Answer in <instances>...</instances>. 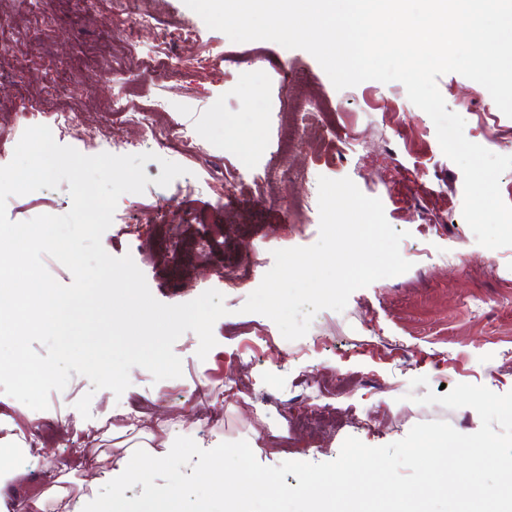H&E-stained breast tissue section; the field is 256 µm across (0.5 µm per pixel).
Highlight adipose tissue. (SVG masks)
Segmentation results:
<instances>
[{"instance_id": "ef3b65f1", "label": "adipose tissue", "mask_w": 512, "mask_h": 512, "mask_svg": "<svg viewBox=\"0 0 512 512\" xmlns=\"http://www.w3.org/2000/svg\"><path fill=\"white\" fill-rule=\"evenodd\" d=\"M125 432L134 433L135 443L119 452L100 453L97 468L89 482L90 491L83 497L82 512H128L124 491L131 482L140 479L143 472L160 463H176L187 455L188 441L176 425L158 424L144 427L140 418L130 419ZM112 487V500H99L96 489L100 484Z\"/></svg>"}]
</instances>
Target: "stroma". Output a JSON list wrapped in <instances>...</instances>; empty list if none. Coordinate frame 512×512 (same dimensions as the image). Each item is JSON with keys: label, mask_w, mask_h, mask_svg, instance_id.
Returning <instances> with one entry per match:
<instances>
[{"label": "stroma", "mask_w": 512, "mask_h": 512, "mask_svg": "<svg viewBox=\"0 0 512 512\" xmlns=\"http://www.w3.org/2000/svg\"><path fill=\"white\" fill-rule=\"evenodd\" d=\"M139 3L168 20L190 22L197 34L191 60L174 78L176 94L167 93L151 69L135 66L133 71L138 101H165L166 120L199 138L194 148L174 146L169 161L219 186L225 173L238 172L240 179L218 207L210 197L177 195L154 185L161 167L148 162L145 192L120 197L117 222L104 232L102 246L114 257L141 247L146 259L138 267L158 301L194 300L199 282L206 281L223 292L228 313L214 325L217 344L206 359L197 356L195 333L186 332L175 342L181 377L157 382L149 371L135 367L129 387L118 397L107 389L92 391L90 381L75 374L64 390L51 392L45 410L30 409L0 392V430L45 431L32 451L0 438V452L21 461L5 500L32 499L64 471L71 475L66 484L70 497L78 498L94 475L93 436L124 426L135 415L179 422L207 446L259 432L254 455L265 466L328 462L347 437L382 446L427 421L442 420L461 433H475L481 421L474 409L422 405L417 398L460 383L498 394L512 391V247L490 250L477 243L462 215L463 174L443 154L431 118L408 99L400 82L369 80L339 90L307 51L266 40L233 42L208 28L183 0ZM44 8L53 32L19 77L0 84V129L10 131L20 123L14 112L20 99L40 96L53 84L65 88L58 105L77 111L80 125L101 128L110 142L138 138L139 129L110 109L121 78L101 81L99 64L109 57L135 65L151 49L150 34L142 33L136 46L123 44L128 18L113 10L111 0H46ZM255 53L272 61L257 74L245 63ZM225 55L233 57V64H219ZM300 72L328 108L327 135L307 132L295 166L332 179L350 178L363 194L379 198L389 224L406 234L400 252L412 267L354 291L344 311L318 312L307 334L289 341L271 319L242 307L272 268L273 248L307 247L319 239L318 225L300 223L291 200L256 203L279 136L276 111L287 84ZM257 82L265 103L252 106L248 99ZM437 85L448 110L464 118L469 141L512 155V118L495 103L476 99L475 81L452 72L438 76ZM71 205L64 181L56 189L9 197L7 215L22 222L65 214ZM156 212L164 213L165 221L147 222V214ZM461 250L467 262L455 261ZM489 256L494 264H486ZM228 261L251 271L248 287L225 289ZM339 373L363 377L364 387L327 400L310 389L313 380ZM419 376L427 377V385L412 386ZM87 393L91 416L78 429L72 424L75 404ZM326 402L339 428L291 431L295 406ZM69 442L76 452L66 450ZM149 481L178 485L181 512H197L203 501L210 512H224L221 492L199 480L193 462L156 465L145 481L129 486L125 496L138 512L153 508L145 488Z\"/></svg>", "instance_id": "35a3bbf8"}]
</instances>
